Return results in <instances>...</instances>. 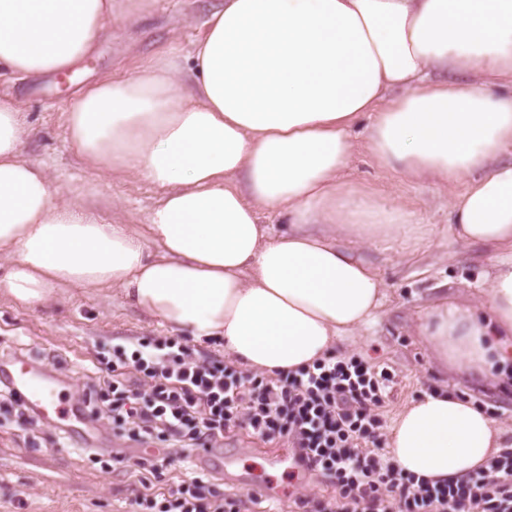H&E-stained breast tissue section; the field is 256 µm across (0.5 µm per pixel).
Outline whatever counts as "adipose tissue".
I'll return each instance as SVG.
<instances>
[{
	"mask_svg": "<svg viewBox=\"0 0 512 512\" xmlns=\"http://www.w3.org/2000/svg\"><path fill=\"white\" fill-rule=\"evenodd\" d=\"M151 7L0 0V78L71 70L112 17ZM361 119L379 166L454 187L452 242L491 249L480 300L441 299L419 332L458 378L494 376L512 362V0H222L185 58L103 78L66 116L75 155L160 190L143 232L62 197L0 101V296L34 308L61 287L114 288L173 332L222 339L246 369L313 363L381 305L355 243L430 239L414 212L343 182ZM501 446L494 421L448 392L409 403L389 436L394 464L432 481Z\"/></svg>",
	"mask_w": 512,
	"mask_h": 512,
	"instance_id": "1",
	"label": "adipose tissue"
}]
</instances>
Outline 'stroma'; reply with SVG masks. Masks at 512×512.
<instances>
[{
	"label": "stroma",
	"mask_w": 512,
	"mask_h": 512,
	"mask_svg": "<svg viewBox=\"0 0 512 512\" xmlns=\"http://www.w3.org/2000/svg\"><path fill=\"white\" fill-rule=\"evenodd\" d=\"M218 0H155L152 13L136 24L113 19L109 39L89 57L79 75L0 79V99L17 104L28 125L22 146L24 158L41 164L63 196L88 199L109 222L146 224L159 191L144 181L119 178L103 168L85 166L70 150L66 114L85 84L113 73L140 72L157 54L185 55L191 40ZM352 160L345 172L355 187H375L409 209L434 233L427 246L413 250L401 241H374L360 249L384 284L375 322L340 337L336 357L357 354L386 367L395 385L383 412L385 424L412 400L449 389L469 397L512 441V384L473 378L458 382L439 367L417 332L418 316L443 297L460 302L476 300L486 284L491 251L482 245L464 248L448 243L447 188L432 182L406 183L371 160L361 131H353ZM161 320L127 305L109 288L62 289L48 304L24 308L0 298V355L30 356L49 370L70 402L101 407L112 400L107 386L89 389L86 378L98 373L117 343L170 335ZM92 449L58 445L61 421L35 418L19 429L0 426V512H117L130 496L134 476L128 469L141 455L140 447L115 437L108 420H96ZM279 442H264L250 428L237 430L213 449V459L236 460L233 472L242 477L271 480L283 492L281 506L299 498L330 494L321 478L298 475L291 464L269 466L267 458Z\"/></svg>",
	"instance_id": "1"
}]
</instances>
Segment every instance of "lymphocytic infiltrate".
<instances>
[{
    "label": "lymphocytic infiltrate",
    "mask_w": 512,
    "mask_h": 512,
    "mask_svg": "<svg viewBox=\"0 0 512 512\" xmlns=\"http://www.w3.org/2000/svg\"><path fill=\"white\" fill-rule=\"evenodd\" d=\"M392 382L387 369L355 354L264 377L221 358H193L172 336L132 350L113 345L112 405L102 416L113 435L153 450L137 464L139 487L123 512H241L243 502L260 504L255 494L224 493L205 474L155 488L169 465L165 448L182 449L188 469L196 449L223 447L242 424L284 441L302 467L332 483V494L296 501V512H512V448L444 484L390 463L380 410Z\"/></svg>",
    "instance_id": "lymphocytic-infiltrate-1"
}]
</instances>
